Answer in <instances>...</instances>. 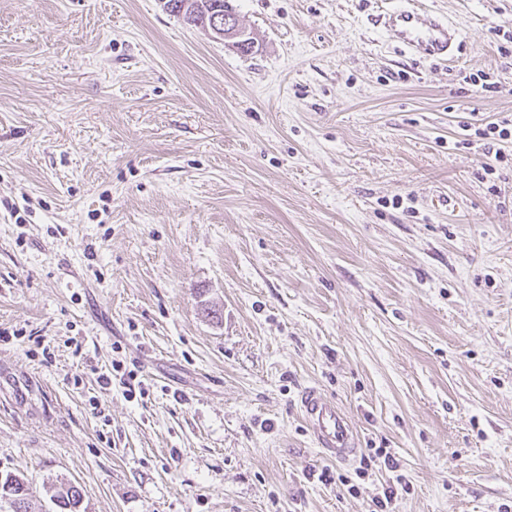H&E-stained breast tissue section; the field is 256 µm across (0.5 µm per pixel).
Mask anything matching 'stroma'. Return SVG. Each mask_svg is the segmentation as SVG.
Instances as JSON below:
<instances>
[{
	"mask_svg": "<svg viewBox=\"0 0 512 512\" xmlns=\"http://www.w3.org/2000/svg\"><path fill=\"white\" fill-rule=\"evenodd\" d=\"M411 3L454 61L375 26ZM231 4L258 53L160 0H0V474L31 512H374L314 385L392 512H512V143L490 175L462 129L512 120V0ZM301 417L322 453L336 461L357 456L361 440L348 414L317 387L304 388L299 395ZM53 500L59 509L56 512H82V495L79 488L72 483H61L56 487Z\"/></svg>",
	"mask_w": 512,
	"mask_h": 512,
	"instance_id": "1",
	"label": "stroma"
}]
</instances>
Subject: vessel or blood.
<instances>
[{
	"label": "vessel or blood",
	"instance_id": "vessel-or-blood-1",
	"mask_svg": "<svg viewBox=\"0 0 512 512\" xmlns=\"http://www.w3.org/2000/svg\"><path fill=\"white\" fill-rule=\"evenodd\" d=\"M380 22L406 52L423 59L447 60L460 46V32L450 21L416 7L386 12ZM299 410L325 456L340 462L357 456L361 440L348 414L334 400L309 386L299 395Z\"/></svg>",
	"mask_w": 512,
	"mask_h": 512
}]
</instances>
